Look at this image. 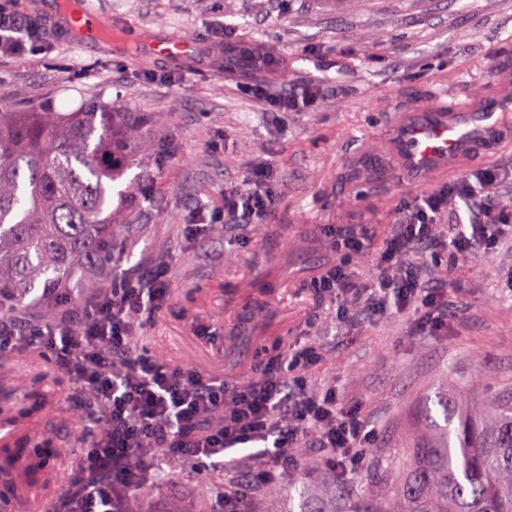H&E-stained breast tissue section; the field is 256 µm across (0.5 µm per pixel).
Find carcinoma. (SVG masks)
I'll return each instance as SVG.
<instances>
[{
	"label": "carcinoma",
	"mask_w": 512,
	"mask_h": 512,
	"mask_svg": "<svg viewBox=\"0 0 512 512\" xmlns=\"http://www.w3.org/2000/svg\"><path fill=\"white\" fill-rule=\"evenodd\" d=\"M233 53L257 72L280 68L269 47L244 43ZM143 123L93 101L77 112H0V311L33 297L50 319L58 295L79 300L101 288L86 269L119 257L121 209L112 201L139 193L126 174L132 149L151 150L139 134ZM438 405L444 424H435V441L414 443L408 477L391 494L352 497L336 484L322 505L296 485L297 507L288 512H512V404L475 414L455 402ZM62 454L48 439L0 448V491L20 475L44 482L48 463ZM166 476L160 470L122 488V512H142L145 484Z\"/></svg>",
	"instance_id": "cac0c4a2"
}]
</instances>
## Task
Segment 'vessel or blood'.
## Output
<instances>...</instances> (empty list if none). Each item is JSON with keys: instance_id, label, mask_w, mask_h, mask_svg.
<instances>
[{"instance_id": "b4317fda", "label": "vessel or blood", "mask_w": 512, "mask_h": 512, "mask_svg": "<svg viewBox=\"0 0 512 512\" xmlns=\"http://www.w3.org/2000/svg\"><path fill=\"white\" fill-rule=\"evenodd\" d=\"M70 25L86 37L102 36L108 23L97 10L83 7L69 18ZM149 54L162 57L185 56L191 44L177 36L145 38ZM512 113V89L500 96L460 105L441 93L410 114L400 115L391 130L390 146L396 167L410 181L420 183L453 169L476 145L512 147L500 131Z\"/></svg>"}]
</instances>
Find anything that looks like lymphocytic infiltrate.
Instances as JSON below:
<instances>
[{"instance_id": "obj_1", "label": "lymphocytic infiltrate", "mask_w": 512, "mask_h": 512, "mask_svg": "<svg viewBox=\"0 0 512 512\" xmlns=\"http://www.w3.org/2000/svg\"><path fill=\"white\" fill-rule=\"evenodd\" d=\"M40 29L25 20L13 0H0V55L36 50ZM269 164L252 167L239 187L225 192L224 210L251 223L271 209ZM497 169L466 174L448 189L429 191L405 210L397 230L378 255L373 274L360 281L353 265L366 250L363 237H337L344 258L316 281V290L339 300L338 315L372 319L380 313L412 315L418 328L448 326L443 289L425 280L411 263L417 253L456 259L478 256L495 242L500 227L512 224V207L489 201L467 221L436 234L442 201L455 194L470 203L474 184L497 182ZM167 271L121 272L118 279L80 302L59 296L58 314L47 322H17L0 316V353L32 346L53 352L57 365L74 376L89 398L103 408L98 429L81 462L92 481L66 499L64 512H119L117 487L128 485L145 450L158 448L172 460L206 465L224 461L226 450L258 444L261 468L248 485L257 487L290 476L297 464L299 440L311 438L324 452V463L339 481L359 469L374 432L359 407L347 405L335 388L320 391L302 381L287 382L279 363L266 366L258 380L226 392L220 380H205L190 367L152 357L129 355L136 324L166 305Z\"/></svg>"}]
</instances>
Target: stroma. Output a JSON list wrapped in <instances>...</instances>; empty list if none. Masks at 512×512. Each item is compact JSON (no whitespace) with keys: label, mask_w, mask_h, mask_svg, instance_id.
Wrapping results in <instances>:
<instances>
[{"label":"stroma","mask_w":512,"mask_h":512,"mask_svg":"<svg viewBox=\"0 0 512 512\" xmlns=\"http://www.w3.org/2000/svg\"><path fill=\"white\" fill-rule=\"evenodd\" d=\"M116 18L111 39H63L47 30L60 0H15L45 26L39 54L0 57V109L70 112L87 101L139 113L149 155L132 153L150 200L126 210L120 269L168 268L169 303L138 325L133 352L222 379L232 389L264 362L313 346L322 359L311 388L334 385L359 404L376 437L347 484L378 493L406 475L413 440L435 435L438 391L480 405L512 399V238L454 266H433L448 293V329L417 331L405 318L336 321L334 298L314 282L338 262L333 233L356 231L379 249L407 205L441 179L413 184L385 152L396 114L441 91L459 103L492 96L512 78V0H95ZM177 35L190 56L146 53L142 36ZM265 41L285 60L259 76L224 65V47ZM260 95H252L251 87ZM302 99V111L271 125L267 100ZM274 167L273 209L257 224L224 213V193L252 163ZM205 223L196 236L191 223ZM264 275L270 292L251 289ZM91 402L35 347L0 356V428L15 443L42 436L82 452L94 437ZM295 476L324 498L320 449L301 444ZM221 469L196 471L148 451L150 512H216L222 490L260 467L251 448H232ZM77 460L52 493L21 488L13 512H60L75 494Z\"/></svg>","instance_id":"stroma-1"}]
</instances>
